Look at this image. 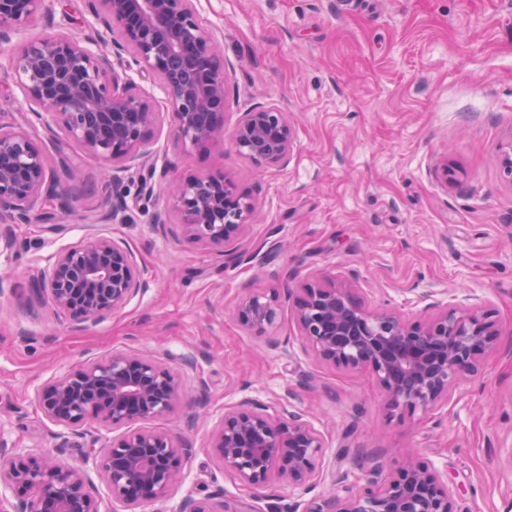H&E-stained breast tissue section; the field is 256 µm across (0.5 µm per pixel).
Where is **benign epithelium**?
<instances>
[{"label": "benign epithelium", "mask_w": 512, "mask_h": 512, "mask_svg": "<svg viewBox=\"0 0 512 512\" xmlns=\"http://www.w3.org/2000/svg\"><path fill=\"white\" fill-rule=\"evenodd\" d=\"M87 13L111 40L116 58L131 61L116 69L101 33L79 37H32L16 49L11 68L31 114L52 143L60 136L112 162L105 170L98 221L121 223L127 208L118 187L145 154L156 123L152 100L132 91L127 71L162 79L172 114L171 138L187 152L204 153L224 140L227 87L218 39L197 18L194 0H84ZM55 0H0V42L31 26L39 15H54ZM236 148L260 167H284L292 159L295 130L290 113L275 107L240 113L232 133ZM156 169L139 168L141 192L154 193ZM42 149L23 128L0 119V246L15 242L16 224L48 219L50 206L67 212ZM254 202L225 174L167 183L166 204L152 223L167 231L177 217L180 235L212 250L224 262L245 256ZM148 271L131 251L108 236L92 233L55 252L32 282L29 308L50 307L77 325L98 322L123 309L147 286ZM425 302L423 314L406 318L369 304L355 273L314 279L300 288L272 289L241 298L234 317L263 336L288 304L302 347L324 365L346 371L370 369L388 397L392 415L429 414L448 401L450 390L477 375L481 359L495 351L500 332L487 312L467 304ZM183 396L181 375L165 358L114 351L74 371L51 378L35 391L42 413L72 434L96 421L121 434L102 448L97 465L125 512L169 497L194 453L190 438L134 429L146 419L173 413ZM222 469L247 489L281 481L310 489L323 474L326 442L305 412H269L245 400L224 410L210 435ZM364 484L345 493L290 507V512H455L448 481L432 465L408 454L392 465L367 456ZM0 484L22 498L20 512H101L88 493L82 471L24 448H0ZM176 512H217L212 498H183Z\"/></svg>", "instance_id": "7a95c632"}]
</instances>
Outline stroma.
I'll return each mask as SVG.
<instances>
[{"label":"stroma","mask_w":512,"mask_h":512,"mask_svg":"<svg viewBox=\"0 0 512 512\" xmlns=\"http://www.w3.org/2000/svg\"><path fill=\"white\" fill-rule=\"evenodd\" d=\"M197 18L224 52L229 103L240 113L274 106L297 119L288 167L257 166L232 140L183 153L168 138L171 114L158 78L129 71L157 102L144 166L188 178L225 174L256 198L245 246L268 256L227 264L201 244L160 233L164 204L126 177L123 223H96L100 160L73 142L46 144L48 168L72 198L61 232L21 224L0 250V442L80 467L101 512L112 495L92 457L113 434L91 423L83 435L47 419L34 391L45 381L116 350L172 355L185 397L172 415L141 421L184 432L196 451L171 499L145 512H174L189 494H221L223 512H281L292 501L334 492L333 476L362 471L354 452L390 461L410 450L448 479L456 512H512V177L499 159L512 136V0H195ZM83 0H57L33 35H93ZM448 164L453 180L435 169ZM96 232L125 245L149 285L124 309L74 328L65 316L27 311V286L58 249ZM356 272L372 305L414 317L422 293L475 298L498 324L501 348L427 419L391 416L369 370L345 371L307 355L289 313L267 337L230 310L246 292L298 288L313 277ZM284 341L272 351L267 338ZM191 355L196 369L182 366ZM209 383L200 394L198 377ZM254 399L278 412L307 411L327 440L311 493L280 483L252 492L222 470L209 446L227 407Z\"/></svg>","instance_id":"1"}]
</instances>
